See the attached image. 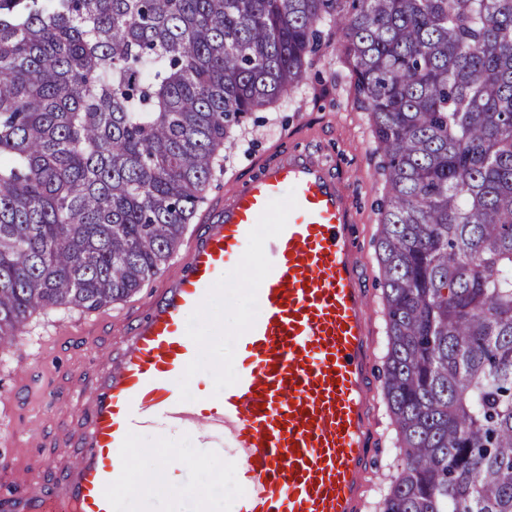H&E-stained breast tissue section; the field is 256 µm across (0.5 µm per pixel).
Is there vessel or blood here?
Instances as JSON below:
<instances>
[{
	"label": "vessel or blood",
	"mask_w": 512,
	"mask_h": 512,
	"mask_svg": "<svg viewBox=\"0 0 512 512\" xmlns=\"http://www.w3.org/2000/svg\"><path fill=\"white\" fill-rule=\"evenodd\" d=\"M356 218L336 160L303 146L235 185L121 347L100 351L102 380L74 381L89 407L65 481L25 477L12 512H119L121 496L158 485L156 470L127 483L132 440L156 431L190 437L192 467L231 464L241 491L226 512H360L375 389ZM253 246L273 258L247 283L258 311L233 332V373L215 364L220 393L187 395L178 385L203 341L192 320Z\"/></svg>",
	"instance_id": "b4317fda"
}]
</instances>
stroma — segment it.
<instances>
[{
    "instance_id": "stroma-1",
    "label": "stroma",
    "mask_w": 512,
    "mask_h": 512,
    "mask_svg": "<svg viewBox=\"0 0 512 512\" xmlns=\"http://www.w3.org/2000/svg\"><path fill=\"white\" fill-rule=\"evenodd\" d=\"M295 142L327 153L343 154L346 177L360 201L358 235L361 283L373 300L372 337L374 348L373 386L379 394L373 407V462L367 476V493L361 512H378L377 505L389 488L398 464L396 431L384 396L383 370L387 352V325L377 264V214L374 205L384 195L383 178L373 155V135L366 112L355 103L349 88L348 69L338 41L324 47L310 77L291 95L272 108L244 119L224 145L221 168L215 171L204 191V200L188 224L179 253L206 222L225 190L252 176L258 164L272 161L277 153ZM174 262L164 267L130 297L97 311L58 309L32 316L14 342L0 347V481L14 479L19 472L61 477L81 434L85 406L71 400L73 377L94 385L104 367L96 358L98 350L118 348L124 333L147 305L152 294L172 277ZM250 306L248 290L225 291L211 304L203 326L207 331L194 366L182 386L195 390L209 375L217 356L232 358L231 332ZM145 449L139 468H150L157 454L180 460L196 449L187 437L158 432L135 439ZM239 484L232 468H208L188 475L174 470L168 491L147 496H125L121 512H184L190 500H212L214 512H225L227 497L237 494Z\"/></svg>"
}]
</instances>
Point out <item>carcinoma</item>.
<instances>
[{
    "label": "carcinoma",
    "mask_w": 512,
    "mask_h": 512,
    "mask_svg": "<svg viewBox=\"0 0 512 512\" xmlns=\"http://www.w3.org/2000/svg\"><path fill=\"white\" fill-rule=\"evenodd\" d=\"M337 31L385 186L380 512H512V0H0V344L156 275Z\"/></svg>",
    "instance_id": "obj_1"
}]
</instances>
